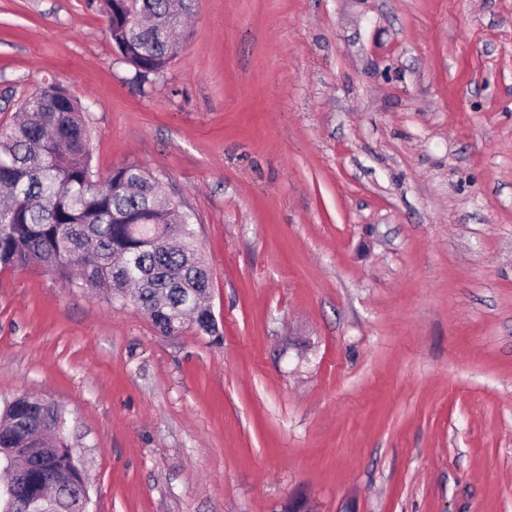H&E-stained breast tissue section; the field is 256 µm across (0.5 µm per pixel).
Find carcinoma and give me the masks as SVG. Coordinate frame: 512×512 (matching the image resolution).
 I'll use <instances>...</instances> for the list:
<instances>
[{"mask_svg":"<svg viewBox=\"0 0 512 512\" xmlns=\"http://www.w3.org/2000/svg\"><path fill=\"white\" fill-rule=\"evenodd\" d=\"M194 0H102L120 54L146 77L175 57L168 31L182 27ZM80 101L56 85L30 95L0 129V270L39 265L62 283L145 311L170 336L192 321L216 333L206 306L208 267L195 231L178 222L160 178L132 164L94 178L91 133ZM0 448H20L45 482L15 472L0 490V512H84L89 484L68 443L58 405L25 394L0 412Z\"/></svg>","mask_w":512,"mask_h":512,"instance_id":"1","label":"carcinoma"}]
</instances>
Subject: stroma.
Listing matches in <instances>:
<instances>
[{
    "label": "stroma",
    "mask_w": 512,
    "mask_h": 512,
    "mask_svg": "<svg viewBox=\"0 0 512 512\" xmlns=\"http://www.w3.org/2000/svg\"><path fill=\"white\" fill-rule=\"evenodd\" d=\"M48 83L218 323L0 272V405L64 410L89 512H512V0H195L145 78L100 0H0V129Z\"/></svg>",
    "instance_id": "stroma-1"
}]
</instances>
